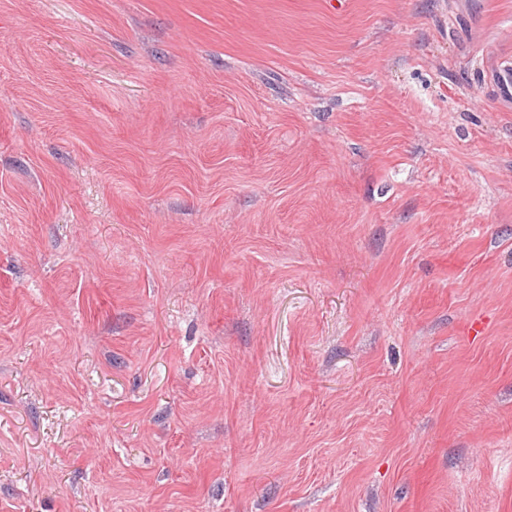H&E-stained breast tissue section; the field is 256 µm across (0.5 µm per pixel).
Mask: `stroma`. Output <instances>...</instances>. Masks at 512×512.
<instances>
[{
  "instance_id": "1",
  "label": "stroma",
  "mask_w": 512,
  "mask_h": 512,
  "mask_svg": "<svg viewBox=\"0 0 512 512\" xmlns=\"http://www.w3.org/2000/svg\"><path fill=\"white\" fill-rule=\"evenodd\" d=\"M512 0H0V512H512Z\"/></svg>"
}]
</instances>
